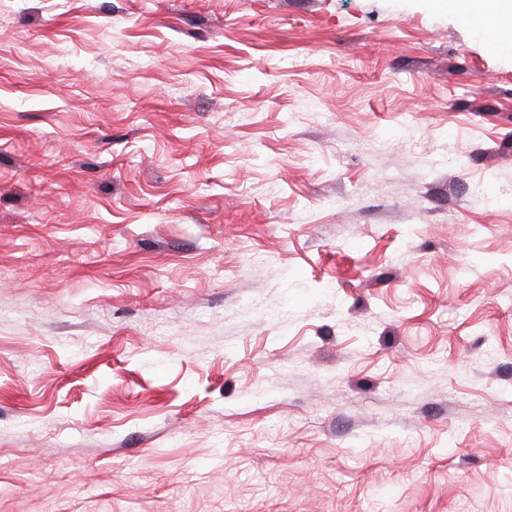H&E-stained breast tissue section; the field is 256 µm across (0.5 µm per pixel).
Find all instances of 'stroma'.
I'll return each mask as SVG.
<instances>
[{
  "label": "stroma",
  "instance_id": "obj_1",
  "mask_svg": "<svg viewBox=\"0 0 512 512\" xmlns=\"http://www.w3.org/2000/svg\"><path fill=\"white\" fill-rule=\"evenodd\" d=\"M0 512H512V49L0 0Z\"/></svg>",
  "mask_w": 512,
  "mask_h": 512
}]
</instances>
